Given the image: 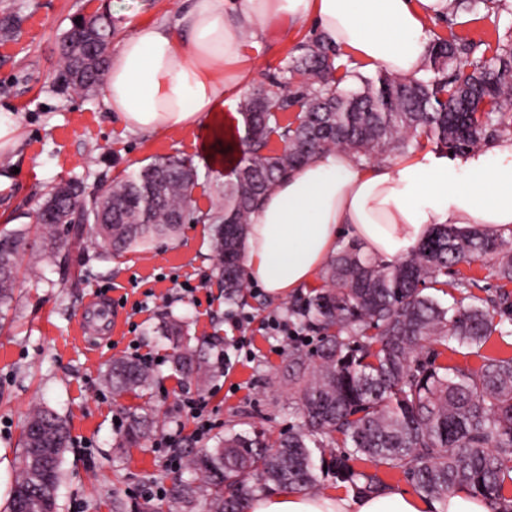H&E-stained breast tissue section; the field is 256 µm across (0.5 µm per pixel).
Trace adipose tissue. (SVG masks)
Returning <instances> with one entry per match:
<instances>
[{
	"instance_id": "adipose-tissue-1",
	"label": "adipose tissue",
	"mask_w": 512,
	"mask_h": 512,
	"mask_svg": "<svg viewBox=\"0 0 512 512\" xmlns=\"http://www.w3.org/2000/svg\"><path fill=\"white\" fill-rule=\"evenodd\" d=\"M446 0H185L176 28L139 23L114 51L104 102L132 132L205 130L207 143L231 135L235 111L257 71L244 39L260 45L276 27L312 26L363 67L422 75L427 21ZM512 238V134L465 155L425 150L369 165L343 151L318 154L268 192L250 217L249 282L284 299L313 282L341 238L371 258L409 256L434 227ZM247 512H490L460 488L429 501L389 489L359 498L284 490L252 498Z\"/></svg>"
}]
</instances>
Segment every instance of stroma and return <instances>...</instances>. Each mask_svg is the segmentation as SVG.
<instances>
[{"label": "stroma", "mask_w": 512, "mask_h": 512, "mask_svg": "<svg viewBox=\"0 0 512 512\" xmlns=\"http://www.w3.org/2000/svg\"><path fill=\"white\" fill-rule=\"evenodd\" d=\"M180 0H0V20L18 22L15 34L0 37V109L19 129L16 146L0 154V234L23 231L15 299L0 322V508L9 500L20 467V438L34 408L55 411L68 424L58 512H112L113 500L126 506L152 501L170 512L168 497L147 498L155 483L171 487L189 453L214 446L225 429L264 428L280 434L298 424L288 383V355L265 324L270 315L287 316L288 300H275L255 285L243 288L244 300L231 304L216 273L214 225L224 174L203 151L205 135L176 128L154 135L128 132L108 110L101 93L61 92L60 44L73 21L100 6L112 13L115 37L133 24L164 21L175 25ZM474 40L512 38V13L478 5L459 12L456 26L432 21L431 33L449 31ZM312 30L282 31L267 38L252 55L259 67L256 86L270 77ZM169 156L190 159L198 178L192 189L190 218L177 236L159 238L144 249L115 258L99 244L94 224L83 227L81 243L61 232L55 259L41 257L40 226L34 214L56 184L76 182L99 193L114 180ZM117 312L110 328L88 319L92 308ZM250 317L244 334L252 356L232 355L221 367L217 355L236 331L228 314ZM186 321L192 345L206 361L209 377L200 383L172 367V348L164 334L168 316ZM140 360L153 378L142 397L114 395L104 381L112 360ZM486 357H512V322L503 321L479 352L443 351L445 364L479 367ZM204 403L212 423L198 436L197 421L183 406L185 397ZM151 413L155 438L174 435L172 452L153 440L127 448L117 442L129 411Z\"/></svg>", "instance_id": "35a3bbf8"}]
</instances>
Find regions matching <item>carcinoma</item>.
I'll use <instances>...</instances> for the list:
<instances>
[{
  "mask_svg": "<svg viewBox=\"0 0 512 512\" xmlns=\"http://www.w3.org/2000/svg\"><path fill=\"white\" fill-rule=\"evenodd\" d=\"M488 10L506 0H448L446 19L465 4ZM112 15L96 11L64 36L59 89L91 93L108 68ZM280 68L277 90L251 98L240 112L246 151L224 182V204L213 242L224 291L244 287L243 253L249 216L295 167L315 155L345 150L366 162L404 154L424 134L455 155L484 148L512 129L504 105L512 100V43L492 45L454 32L429 43L426 76L405 81L383 70L369 77L316 37ZM294 113L284 119V113ZM281 147H270L272 138ZM197 173L191 161L158 159L112 184L102 200L73 183L45 198L57 211L43 223V249L58 254L59 226L74 241L93 223L115 254L174 236L186 220ZM21 230L0 236V309L14 297ZM475 260L512 283V242L480 231L436 228L406 259L385 264L351 244L322 272L323 285L288 306V321L318 335V345L289 347L300 423L271 441L266 431L228 432L211 448L191 455V478L171 490L180 512H245L252 493L273 484L307 491L332 476L360 495L387 485L354 462L402 471L420 494L443 499L460 487L485 499L491 512H512L504 495L512 471V358H484L480 367L437 363V347L480 349L495 315H512V294L476 297L474 280L455 271ZM427 289L453 297L444 307ZM174 345L175 370L189 377L204 370L187 331L173 319L165 326ZM151 373L140 363L117 358L106 383L115 394L142 393ZM150 432L147 416L132 413L122 442L136 444ZM64 421L35 409L23 431V459L5 512H56L61 464L68 448Z\"/></svg>",
  "mask_w": 512,
  "mask_h": 512,
  "instance_id": "obj_1",
  "label": "carcinoma"
}]
</instances>
